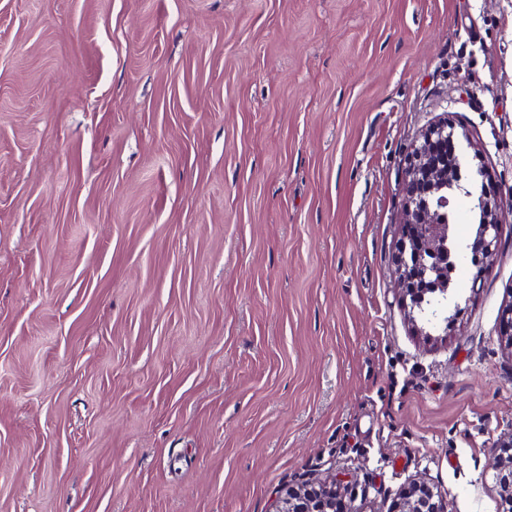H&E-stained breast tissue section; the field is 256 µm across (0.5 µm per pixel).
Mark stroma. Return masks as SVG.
Here are the masks:
<instances>
[{
    "mask_svg": "<svg viewBox=\"0 0 512 512\" xmlns=\"http://www.w3.org/2000/svg\"><path fill=\"white\" fill-rule=\"evenodd\" d=\"M512 192V0H0V512H512V215L420 333L408 154ZM496 454V485L500 492L505 496L508 495L512 500V454L504 455L501 449ZM357 482L352 477L344 474L338 476L328 485L304 483L296 488H288L283 498L284 507L276 512H336V490L346 498H352L355 494ZM437 497V499L435 498ZM399 510L393 512H447L439 492L426 484H415L400 494Z\"/></svg>",
    "mask_w": 512,
    "mask_h": 512,
    "instance_id": "obj_1",
    "label": "stroma"
}]
</instances>
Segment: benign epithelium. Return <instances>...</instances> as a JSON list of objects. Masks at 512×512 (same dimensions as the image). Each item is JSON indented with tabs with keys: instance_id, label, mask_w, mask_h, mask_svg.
Masks as SVG:
<instances>
[{
	"instance_id": "1",
	"label": "benign epithelium",
	"mask_w": 512,
	"mask_h": 512,
	"mask_svg": "<svg viewBox=\"0 0 512 512\" xmlns=\"http://www.w3.org/2000/svg\"><path fill=\"white\" fill-rule=\"evenodd\" d=\"M473 147L467 130L446 118L429 128L411 150L402 191L405 220L395 256L398 280L411 320L424 330L429 324L425 306L432 296L446 305L452 302V274L457 264L470 261L479 281L490 266L499 237L501 215L512 211V192L504 195L487 182L475 183L471 167L464 162L463 146ZM471 199L477 212L474 237L465 245L458 262L445 250L449 224L442 208L447 204L445 189ZM496 485L512 498V454H496ZM357 482L344 474L329 483H304L287 491L284 507L276 512H336V494L352 497ZM397 512H447L439 492L426 484H415L400 494Z\"/></svg>"
}]
</instances>
